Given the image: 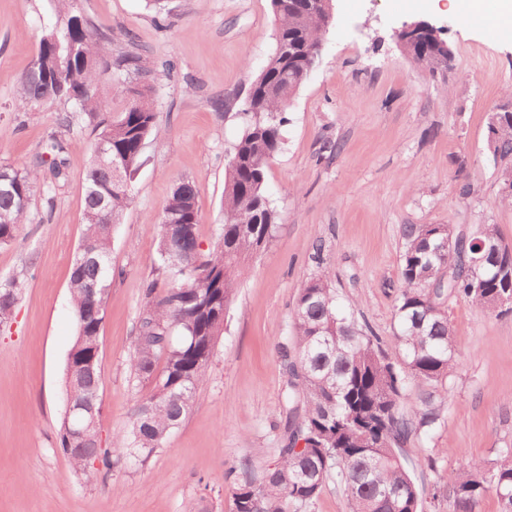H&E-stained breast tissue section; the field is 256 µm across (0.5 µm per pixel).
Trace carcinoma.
Wrapping results in <instances>:
<instances>
[{"instance_id":"carcinoma-1","label":"carcinoma","mask_w":512,"mask_h":512,"mask_svg":"<svg viewBox=\"0 0 512 512\" xmlns=\"http://www.w3.org/2000/svg\"><path fill=\"white\" fill-rule=\"evenodd\" d=\"M276 22V50L252 82L241 136L227 157L224 224L216 243L203 249L198 226V190L187 178L176 180L159 218L155 277L147 282L140 324L128 363L138 382L152 389L141 397L128 431L101 446L98 430L75 438L61 424L60 450L83 473H109L122 456L149 457L192 408L206 378L224 319L234 301L246 264L275 238L280 214L267 192V171L280 151L285 112L321 53L324 19L308 0H270ZM78 18L73 0H53V20L45 26L37 55L22 79L18 106L64 102L73 108L60 118L77 119L95 132L87 149L84 233L74 256L69 291L77 327L70 353L100 340L112 285V229L133 201V176L147 139L157 133L155 73L133 51L113 52L112 38L88 17ZM419 53L433 74L447 71L453 52L443 55L422 36ZM106 152H100V144ZM488 151L498 167L501 199L512 203V112L498 118ZM66 145L52 138L50 156L34 167L0 163V247L11 245L20 225L30 221L37 167L66 176ZM400 287L395 299L392 357L366 325L341 314L336 289L322 273L300 289L289 335L278 344L286 378L281 447L277 461L260 477L245 466L233 479L236 512H307L326 482L335 479L347 495L350 512H426L428 501L403 455L413 437L440 424L457 345L448 301L462 298L491 313L507 289L499 270L512 267V246L497 225L480 224L464 236L451 224H406ZM448 248H442L443 240ZM480 240L497 247L494 261L471 269L460 265ZM25 283L0 279V323L11 319ZM415 406H404L409 386ZM73 402L101 406L100 364L66 385ZM305 446L296 449L299 441ZM449 491L454 512H478L493 493L500 512H512V448L486 466L437 480Z\"/></svg>"}]
</instances>
